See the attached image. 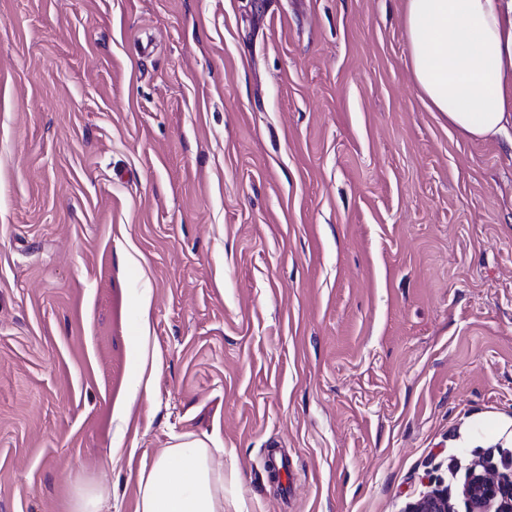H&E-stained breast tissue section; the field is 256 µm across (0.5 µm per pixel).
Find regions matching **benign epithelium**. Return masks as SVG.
Returning a JSON list of instances; mask_svg holds the SVG:
<instances>
[{
  "instance_id": "1",
  "label": "benign epithelium",
  "mask_w": 512,
  "mask_h": 512,
  "mask_svg": "<svg viewBox=\"0 0 512 512\" xmlns=\"http://www.w3.org/2000/svg\"><path fill=\"white\" fill-rule=\"evenodd\" d=\"M466 512H512V473L475 464L460 488ZM404 512H455L448 489L435 487L406 505Z\"/></svg>"
}]
</instances>
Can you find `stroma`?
<instances>
[{
  "mask_svg": "<svg viewBox=\"0 0 512 512\" xmlns=\"http://www.w3.org/2000/svg\"><path fill=\"white\" fill-rule=\"evenodd\" d=\"M403 12L0 0V512H136L192 440L224 512H466L512 445V136L426 107ZM137 314L138 333L131 336L129 349L134 359V372L130 381L128 394L116 400L112 408V420L118 425L126 426L131 404L140 390L151 389L154 376L160 367V361L154 352L149 350L151 297L148 293L139 295L134 301ZM107 498L97 486L79 488L69 503L68 512H104L102 508ZM404 512H457L448 495V488L435 487L409 502Z\"/></svg>",
  "mask_w": 512,
  "mask_h": 512,
  "instance_id": "stroma-1",
  "label": "stroma"
}]
</instances>
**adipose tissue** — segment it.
<instances>
[{
	"instance_id": "1",
	"label": "adipose tissue",
	"mask_w": 512,
	"mask_h": 512,
	"mask_svg": "<svg viewBox=\"0 0 512 512\" xmlns=\"http://www.w3.org/2000/svg\"><path fill=\"white\" fill-rule=\"evenodd\" d=\"M404 26L415 84L449 129L473 139L512 129V0H405ZM134 307V372L112 408L121 424L160 367L148 345L150 295H139ZM137 487V512H224V471L199 441L166 449L139 472Z\"/></svg>"
}]
</instances>
